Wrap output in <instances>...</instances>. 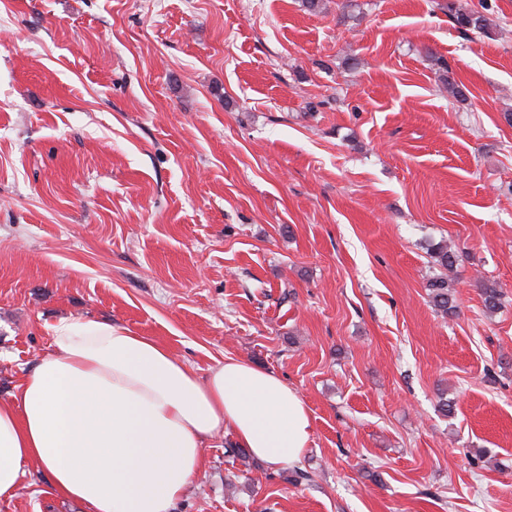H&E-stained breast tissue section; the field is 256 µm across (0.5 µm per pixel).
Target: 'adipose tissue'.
I'll list each match as a JSON object with an SVG mask.
<instances>
[{"instance_id": "obj_1", "label": "adipose tissue", "mask_w": 512, "mask_h": 512, "mask_svg": "<svg viewBox=\"0 0 512 512\" xmlns=\"http://www.w3.org/2000/svg\"><path fill=\"white\" fill-rule=\"evenodd\" d=\"M52 342L0 405V501L31 460L82 512H171L216 435L273 469L311 446L300 394L249 362L228 356L202 377L158 340L94 321L60 320Z\"/></svg>"}]
</instances>
